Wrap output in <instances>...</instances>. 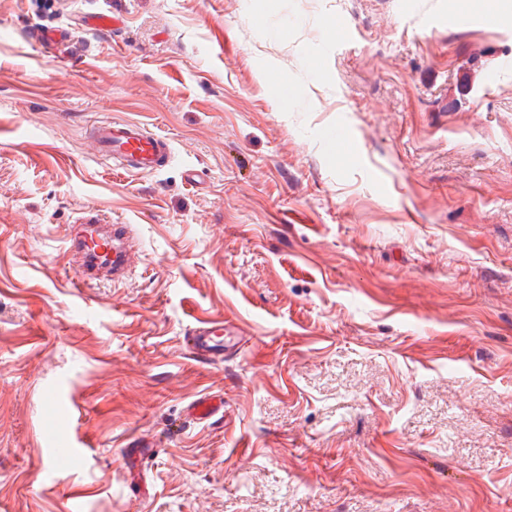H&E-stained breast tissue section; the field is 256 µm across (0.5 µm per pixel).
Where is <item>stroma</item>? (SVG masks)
Here are the masks:
<instances>
[{
    "mask_svg": "<svg viewBox=\"0 0 512 512\" xmlns=\"http://www.w3.org/2000/svg\"><path fill=\"white\" fill-rule=\"evenodd\" d=\"M72 25L61 60L27 39ZM107 118L168 166L87 156ZM93 209L141 261L79 288ZM225 320L235 354H186ZM0 512H512V22L0 0Z\"/></svg>",
    "mask_w": 512,
    "mask_h": 512,
    "instance_id": "35a3bbf8",
    "label": "stroma"
}]
</instances>
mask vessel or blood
Here are the masks:
<instances>
[{
    "mask_svg": "<svg viewBox=\"0 0 512 512\" xmlns=\"http://www.w3.org/2000/svg\"><path fill=\"white\" fill-rule=\"evenodd\" d=\"M32 39L53 55H63L73 41L69 28L36 29ZM87 147L92 158L99 161L118 160L134 173L156 171L167 165L171 147L164 136L149 132L144 124L135 121L107 119L90 124ZM69 249L81 263L78 284L109 277L121 281L128 270L140 262V253L127 240V227L113 224L104 228L98 240L87 241L84 235L74 234ZM221 323L200 322L185 339L189 353L198 360H207L220 354L222 347L216 339L226 332Z\"/></svg>",
    "mask_w": 512,
    "mask_h": 512,
    "instance_id": "obj_1",
    "label": "vessel or blood"
}]
</instances>
